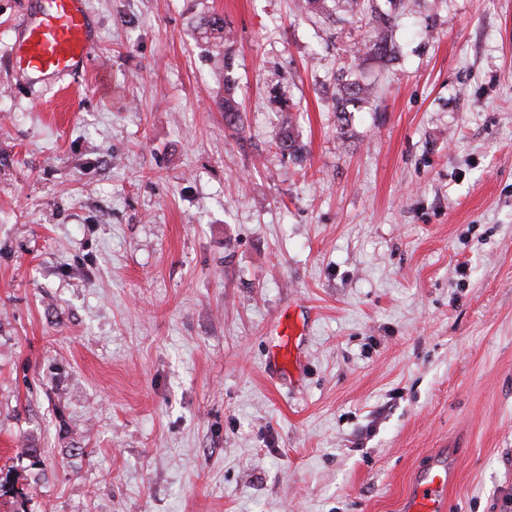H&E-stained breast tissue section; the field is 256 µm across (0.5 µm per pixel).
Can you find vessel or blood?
<instances>
[{"mask_svg":"<svg viewBox=\"0 0 512 512\" xmlns=\"http://www.w3.org/2000/svg\"><path fill=\"white\" fill-rule=\"evenodd\" d=\"M97 44L94 22L86 0H32L16 29L15 64L34 82L53 85L85 71ZM277 332L283 343L273 355L274 365L288 362L287 339L296 333L290 314H282ZM450 472L445 463L433 460L416 477L405 499L406 512H445Z\"/></svg>","mask_w":512,"mask_h":512,"instance_id":"obj_1","label":"vessel or blood"}]
</instances>
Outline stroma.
Instances as JSON below:
<instances>
[{
    "mask_svg": "<svg viewBox=\"0 0 512 512\" xmlns=\"http://www.w3.org/2000/svg\"><path fill=\"white\" fill-rule=\"evenodd\" d=\"M296 3L88 0L42 92L0 0V512H402L443 447L446 512H512V0H411L390 62ZM198 28L205 43H210L211 38L224 40V44L231 40L232 32L226 28L224 17L219 14L211 13L203 16L199 20ZM214 64L220 67L222 64V68L224 67V100L222 102V108L224 110V119L227 124L230 126H236L240 122V109L239 104L236 101L233 93L232 87L229 85L228 75L234 66V57L230 48H224V58L218 59V55L213 56ZM373 88L358 81H342L337 87L336 93V113L340 121H347V106L352 103H359L369 99ZM288 112L282 114V133L279 137L276 147L283 153L288 154L290 157L298 158L302 155L304 151V146L298 141V139L294 135L293 121L292 115L289 113L290 111H282ZM276 328L278 335L282 337L284 343L279 346L278 351H276L273 355L274 365L284 366L285 364H287L288 354L290 356L289 361H294L295 363H297V355L295 356L294 360H291V357L293 356L292 350L290 349L288 352L289 339H291V336L296 335V324L294 320L291 318V315L288 314L287 312H284L277 320Z\"/></svg>",
    "mask_w": 512,
    "mask_h": 512,
    "instance_id": "obj_1",
    "label": "stroma"
}]
</instances>
